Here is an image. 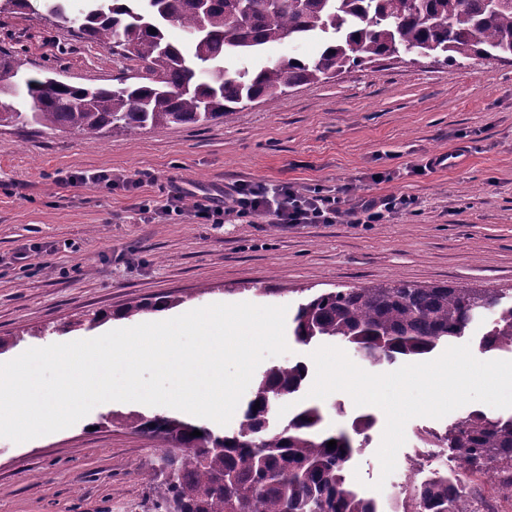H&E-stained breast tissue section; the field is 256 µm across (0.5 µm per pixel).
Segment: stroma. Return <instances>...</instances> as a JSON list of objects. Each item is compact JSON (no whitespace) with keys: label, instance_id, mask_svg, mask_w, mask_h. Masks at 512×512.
<instances>
[{"label":"stroma","instance_id":"35a3bbf8","mask_svg":"<svg viewBox=\"0 0 512 512\" xmlns=\"http://www.w3.org/2000/svg\"><path fill=\"white\" fill-rule=\"evenodd\" d=\"M0 49L29 70L108 86L127 59L34 14L0 13ZM454 157L429 167L438 155ZM114 172L137 189L61 183L60 174ZM392 179L373 183L371 174ZM241 181L296 183L353 196L404 194L416 209L381 224H199L141 219L172 185L200 201ZM28 260H17L19 251ZM402 280L480 286L512 295V60L445 65L400 56L250 103L206 125L137 137L52 135L0 127V336L40 345L91 339L129 301L175 299L173 314L213 303L284 305L336 288ZM326 427L375 425L352 462L364 496L393 512L399 473L381 478L385 415L343 392L321 400ZM172 415L164 406L103 403L73 426L23 443L0 438V512H144L143 473L159 439L112 413ZM382 490H373L376 481Z\"/></svg>","mask_w":512,"mask_h":512}]
</instances>
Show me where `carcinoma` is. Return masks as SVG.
Instances as JSON below:
<instances>
[{"mask_svg":"<svg viewBox=\"0 0 512 512\" xmlns=\"http://www.w3.org/2000/svg\"><path fill=\"white\" fill-rule=\"evenodd\" d=\"M5 11L40 15L137 65L112 87H83L31 73L19 55L0 51V126L41 134L131 136L205 124L245 102L273 105L292 88L401 53L453 65L512 60V0H0ZM169 25L188 42L167 40ZM313 37L320 49L312 57L246 63L269 43ZM170 306L164 298L132 301L119 315ZM481 322L480 351L512 353V303L493 288H338L309 297L293 318L297 342L346 343L373 365L424 357ZM307 373L301 361L267 370L229 433L177 417H132L168 444L144 473L150 512H378L348 481L372 417L356 418L350 433L329 432L322 408L305 404L275 424ZM424 440L448 449L461 469L403 487L395 512H467L475 475L493 476L498 494L512 500V416L474 410Z\"/></svg>","mask_w":512,"mask_h":512,"instance_id":"cac0c4a2","label":"carcinoma"}]
</instances>
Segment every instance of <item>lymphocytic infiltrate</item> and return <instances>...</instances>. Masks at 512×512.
I'll return each instance as SVG.
<instances>
[{
	"label": "lymphocytic infiltrate",
	"instance_id": "1",
	"mask_svg": "<svg viewBox=\"0 0 512 512\" xmlns=\"http://www.w3.org/2000/svg\"><path fill=\"white\" fill-rule=\"evenodd\" d=\"M414 203V198L403 194L381 199L358 197L351 201L293 183L251 182L238 184L228 205L216 200L187 210L184 191L176 185L169 190L165 204L154 207L146 203L141 210L154 222L190 214L204 224H229L242 218L261 219L269 224H333L349 215L360 217L362 223L376 224L385 214L408 210Z\"/></svg>",
	"mask_w": 512,
	"mask_h": 512
}]
</instances>
